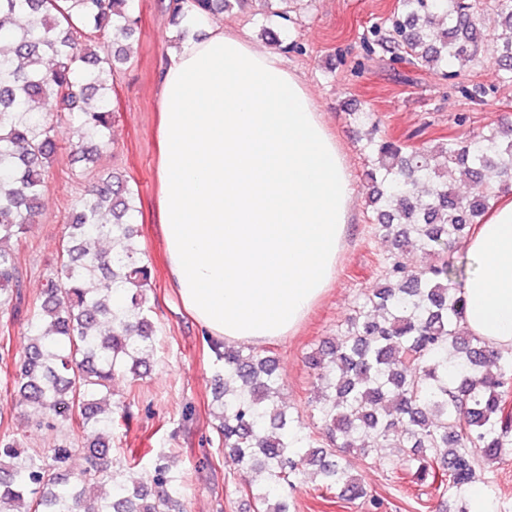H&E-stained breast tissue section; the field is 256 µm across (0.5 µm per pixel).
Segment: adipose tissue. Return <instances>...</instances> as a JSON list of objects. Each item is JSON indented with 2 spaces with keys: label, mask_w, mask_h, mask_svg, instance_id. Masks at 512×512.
<instances>
[{
  "label": "adipose tissue",
  "mask_w": 512,
  "mask_h": 512,
  "mask_svg": "<svg viewBox=\"0 0 512 512\" xmlns=\"http://www.w3.org/2000/svg\"><path fill=\"white\" fill-rule=\"evenodd\" d=\"M159 87L160 195L169 277L209 336L259 345L293 335L336 278L355 202L349 162L279 54L198 14ZM467 249L464 328L512 347V195Z\"/></svg>",
  "instance_id": "obj_1"
}]
</instances>
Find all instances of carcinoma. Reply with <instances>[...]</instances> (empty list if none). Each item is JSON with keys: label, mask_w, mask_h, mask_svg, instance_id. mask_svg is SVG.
<instances>
[{"label": "carcinoma", "mask_w": 512, "mask_h": 512, "mask_svg": "<svg viewBox=\"0 0 512 512\" xmlns=\"http://www.w3.org/2000/svg\"><path fill=\"white\" fill-rule=\"evenodd\" d=\"M129 0H0V363L12 359L11 335L26 317L23 356L11 383L35 409L36 430L75 426L50 448L32 450L0 436V512H183L180 481L156 460L146 479L126 475L134 462L112 459L109 436L129 426V407L112 405V378L131 381L155 348L149 319L151 271L139 256L136 198L114 172L97 170L72 208L59 266L29 302L22 292L19 246L42 208L55 156L48 112L78 124L75 153L86 165L111 141L112 53L135 33ZM288 19L292 0H169L180 30L193 11L214 18L252 3ZM483 0H397L383 29L361 35L366 58L436 70L462 96L482 91L455 82L479 54L512 83V0H494L496 32L479 27ZM370 162L371 223L388 244L381 282L364 294L343 336L305 357L320 398L314 438L279 404L277 360L211 336L213 417L218 447L231 464L260 473L249 486L257 512H294L287 488L314 468L336 499L381 508L356 474L350 453L397 448L413 482L462 497L483 465L512 449V349L491 347L459 324L462 270L447 255L465 240L501 193L512 190V125L450 134L429 148L404 145L378 123L362 146ZM460 172L467 197L451 187ZM411 246L421 258L403 261ZM83 467L69 461L75 453Z\"/></svg>", "instance_id": "carcinoma-1"}]
</instances>
